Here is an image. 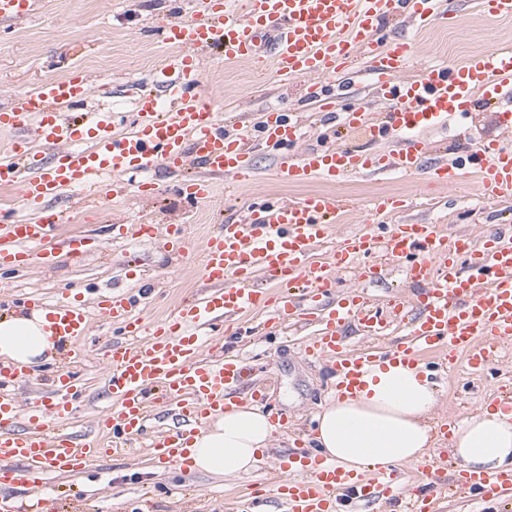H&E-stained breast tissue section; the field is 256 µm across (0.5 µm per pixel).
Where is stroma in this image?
Returning <instances> with one entry per match:
<instances>
[{
    "label": "stroma",
    "instance_id": "1",
    "mask_svg": "<svg viewBox=\"0 0 512 512\" xmlns=\"http://www.w3.org/2000/svg\"><path fill=\"white\" fill-rule=\"evenodd\" d=\"M478 2L449 0L455 17L445 26L420 29L409 22L389 21L383 30L411 38L414 63L410 72L414 75L512 44V16L487 19ZM171 8L170 0H36L30 14L0 21V107L10 105L15 94L78 72L86 78L90 92L77 106V113L110 111L132 117L135 89H150L155 69L175 52L156 33ZM201 67L202 92L216 107L227 133L256 125L271 106L304 114L311 109L303 82L280 85L273 74H259L252 64L225 60L220 50L202 51ZM498 134L493 107L477 99L472 103L468 134L451 127L430 132L428 138L452 157L474 141ZM287 154L284 148L254 144L252 182L230 188L224 178H214L210 201L196 208L189 207L181 193L182 182L196 175L192 169L152 172L154 187L144 195L134 186L122 197L94 200L87 199L84 191H70L52 204L61 217L58 231L64 236L85 233L99 241V251L78 263L62 256L49 265L6 275L0 279V295L15 299L34 291L50 302L69 289L88 297L99 290L126 291L146 297L141 310L145 322L168 316L181 298L201 287L192 265L172 260L154 240L112 241L111 225L138 224L147 216L164 226L183 224L197 249L226 218L243 215L258 196L294 200L317 192L336 194L346 202L347 212L343 223L334 227V239L366 231L361 214L382 196L406 199L413 206L389 215H373L372 222L377 224H439L446 227L449 237L464 234L475 240L512 225V202H489L470 181L431 194L423 191L418 181L391 173L284 184L276 179L275 170ZM343 285L364 292L376 304L411 289L404 274L393 266L366 280L346 273ZM266 316L263 309L246 315L243 325L248 335L229 340L228 347L247 360L250 383L263 386V410L283 414L287 433L283 448H289L311 427L315 410L330 397L328 374L323 364L303 352L316 333L315 326L292 323L283 329H267L263 326ZM80 379L88 402L68 424L76 434L85 432L96 414L113 407L98 360H90ZM510 380L512 345L502 350L493 373L486 378L468 376L460 362L448 367L435 379L439 404L434 423L447 429L449 421L486 403L495 385ZM282 450H272L250 473L224 479L191 468L159 467L149 456L146 441L141 440L124 453L100 458L84 473L49 476L47 483L53 492L47 496L43 512H247L261 494L268 499V512H285L276 486L265 480Z\"/></svg>",
    "mask_w": 512,
    "mask_h": 512
}]
</instances>
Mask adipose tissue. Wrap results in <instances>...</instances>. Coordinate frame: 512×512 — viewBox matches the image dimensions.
<instances>
[{
  "instance_id": "adipose-tissue-1",
  "label": "adipose tissue",
  "mask_w": 512,
  "mask_h": 512,
  "mask_svg": "<svg viewBox=\"0 0 512 512\" xmlns=\"http://www.w3.org/2000/svg\"><path fill=\"white\" fill-rule=\"evenodd\" d=\"M43 310L0 321V357L32 367L52 360L56 343ZM355 394L320 405L310 440L348 471L391 470L423 461L438 441L431 423L437 391L421 368L389 364L366 372ZM277 424L250 404L212 415L190 447L194 469L232 478L253 470L273 444ZM449 451L465 469L496 474L512 462V415L479 408L449 426Z\"/></svg>"
}]
</instances>
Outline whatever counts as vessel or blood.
Listing matches in <instances>:
<instances>
[{"instance_id":"b4317fda","label":"vessel or blood","mask_w":512,"mask_h":512,"mask_svg":"<svg viewBox=\"0 0 512 512\" xmlns=\"http://www.w3.org/2000/svg\"><path fill=\"white\" fill-rule=\"evenodd\" d=\"M388 16L424 27L446 20L447 10L444 0H207L203 18L161 24L164 42L177 52L157 75L155 92L137 97L136 119L127 133L115 132L108 112L81 121L65 116V109L89 92L81 77L46 81L21 93L0 111V129L15 135L10 148L0 151V186L17 187L24 206L39 218L0 222V268L47 263L60 246L76 261L92 251L89 237L57 240L56 224L41 216L47 203L68 191L120 196L134 175L160 168L181 172L196 164L233 182H249L254 170L249 141L255 134L266 144L290 148L277 169L286 184L396 172L431 188L471 179L487 199L511 198L512 141L507 136L480 140L466 155L446 160L434 157L425 134L467 119L475 94L512 100V48L497 47L409 78L411 45L384 40L380 21ZM215 43L223 45L228 61L260 62L272 55L277 79H308L306 96L324 112L334 107L325 96L326 85L351 89L358 67H365L387 109L373 117L349 109L342 126L370 141L395 138L399 149L383 155L349 146L302 150L298 113L275 108L263 113L256 131L226 136L223 122L197 91L198 52ZM345 208L328 193L254 202L245 218L226 220L204 238L196 273L207 290L181 301L165 319L145 323L133 316L132 297L99 295L100 313L120 325L129 341L101 354L114 408L100 414L93 434L81 439L64 425L82 394L71 368L87 356L84 340L91 323L85 304L70 297L48 305L33 296L23 299V306L44 308L53 338L68 348L70 365L52 373L46 391L21 398L16 391L30 382L29 372L0 363V486L38 493L46 474L86 469L100 456L122 451L133 438H148L152 457L164 464L188 467L185 449L210 415L228 402L261 397L259 391L244 390L247 370L225 355L222 342L225 322L254 309L273 308L281 321H318L319 334L305 351L329 362V376L341 395L354 392L364 372L385 361L435 371L441 361L462 353L471 375L490 372L500 345L512 340V235L479 244L466 236L449 239L438 224H381L341 237L328 261L316 259V250L331 235L330 218ZM111 235L125 241L161 238L173 254L184 259L191 254L180 227L115 224ZM376 253L403 269L416 288L414 296L389 300L382 309L356 290L337 296L341 273L355 269L365 278L380 272V263H360ZM258 271L281 283L282 291L254 288L252 276ZM386 312L407 322L409 341L374 353L348 349L346 326L380 335ZM206 350L212 359L203 358ZM163 394L182 398L183 404L173 433L151 437L146 422ZM281 468L289 474L279 486L287 512H335L345 493L371 502L390 494L401 477L396 469L367 478L327 464L309 448L289 449ZM431 476L428 484L416 487L404 512H435L442 487L439 469ZM450 484L491 498L512 485V466L494 476L461 471Z\"/></svg>"}]
</instances>
